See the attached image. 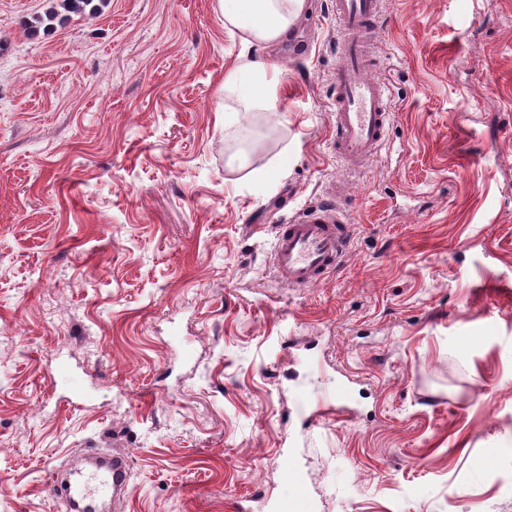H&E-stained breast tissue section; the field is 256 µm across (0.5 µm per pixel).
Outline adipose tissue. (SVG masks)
Here are the masks:
<instances>
[{
    "mask_svg": "<svg viewBox=\"0 0 512 512\" xmlns=\"http://www.w3.org/2000/svg\"><path fill=\"white\" fill-rule=\"evenodd\" d=\"M310 0H218L224 27L239 35L243 46H272L284 40L307 14ZM276 63L252 61L246 55L224 73V98L230 112L270 111L280 86Z\"/></svg>",
    "mask_w": 512,
    "mask_h": 512,
    "instance_id": "obj_1",
    "label": "adipose tissue"
}]
</instances>
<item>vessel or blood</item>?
Masks as SVG:
<instances>
[{"label": "vessel or blood", "instance_id": "b4317fda", "mask_svg": "<svg viewBox=\"0 0 512 512\" xmlns=\"http://www.w3.org/2000/svg\"><path fill=\"white\" fill-rule=\"evenodd\" d=\"M333 12L340 29V63L332 79V149L355 172L380 155L392 117L389 84L370 73L380 0H333ZM345 195V182H337L335 199L276 225L272 262L288 286L321 283L340 266L350 242L348 219L340 204ZM128 470L127 454L116 452L111 464L76 472L67 489L75 512H96L110 495L128 496Z\"/></svg>", "mask_w": 512, "mask_h": 512}]
</instances>
